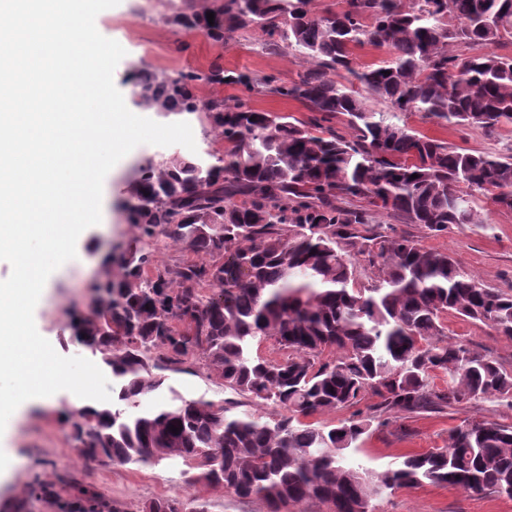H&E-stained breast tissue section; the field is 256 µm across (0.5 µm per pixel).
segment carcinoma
<instances>
[{
	"label": "carcinoma",
	"mask_w": 512,
	"mask_h": 512,
	"mask_svg": "<svg viewBox=\"0 0 512 512\" xmlns=\"http://www.w3.org/2000/svg\"><path fill=\"white\" fill-rule=\"evenodd\" d=\"M412 2L339 0L318 12L312 0H214L212 25L209 11L192 7L173 17L221 43L226 30L253 28L265 49L294 50L309 66L289 83L255 82L218 63L144 72L135 83L144 110L205 113L224 154L147 160L130 183L139 205H123L133 241H169L211 261L160 268L147 253H125L93 285V305L70 328L111 373L112 404L64 412L81 456L139 466L178 459L196 471L194 482L259 499L269 512L309 501L372 512L384 492L423 483L512 498V426L497 422H467L448 446L381 471L348 462L393 418L512 404V369L448 340L443 322L453 314L511 338L512 291L481 284L445 251L372 227L376 212L434 236L481 224L478 194L512 210V155L460 151L404 122L418 113L490 133L512 126V55L494 51L512 45V0ZM365 45L388 58L358 64L354 50ZM226 82L245 89L232 105L196 93ZM365 92L388 111L372 108ZM268 94L299 102L308 120L251 105ZM340 115L348 135L333 126ZM356 198L367 206H352ZM359 256L376 268L366 288L355 287ZM268 340L279 358L253 353ZM327 351L334 357L323 358ZM198 366L276 411L258 416L235 401L177 394L138 410L169 374ZM368 392L377 398L370 413L332 428L315 421ZM41 495L56 512H126L90 487L70 500L48 488ZM140 512L208 507L165 496Z\"/></svg>",
	"instance_id": "carcinoma-1"
}]
</instances>
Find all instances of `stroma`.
Returning <instances> with one entry per match:
<instances>
[{
	"mask_svg": "<svg viewBox=\"0 0 512 512\" xmlns=\"http://www.w3.org/2000/svg\"><path fill=\"white\" fill-rule=\"evenodd\" d=\"M180 2L121 0L97 16V30L126 51L114 71V83L124 100H131L136 77L143 70H204L218 63L235 73L254 77L272 74L288 81L303 71L302 56L262 49L261 32L251 28L227 31L220 43L201 33H184L172 22ZM407 123L453 147L503 155L512 151L510 126L494 133L463 130L422 120L416 114L410 115ZM173 152L170 146L139 145L106 176L101 222L83 231L76 244L77 260L52 274L43 302L34 312L38 332L60 355L88 357V350L70 329V317L88 309L92 301L90 284L113 255L131 244V232L123 222L120 205L129 198L128 186L136 168L144 159ZM480 205L485 223L455 224L446 234L437 236L385 214L375 215L373 221L393 234L418 240L425 248L450 253L462 269L488 287L512 289V210L499 208L486 197ZM445 323L449 338L462 340L512 368V338L497 335L482 323L451 315ZM71 406L68 393L60 392L50 406L30 407L14 417L0 445L13 450L20 461L7 478L0 480V512H52L47 501L35 493V486H51L56 497L65 500L70 498L75 481L93 486L126 512H139L144 503L160 496L193 497L206 502L209 512H267L262 501L241 499L202 483H188L179 463L136 466L85 460L75 449L71 428L62 416ZM472 420L511 424L512 408L502 402H472L441 413L403 416L365 437L355 459L365 467L382 470L397 465L404 455L446 447L450 431ZM374 506L375 512H512V499L425 483L394 490L375 501Z\"/></svg>",
	"mask_w": 512,
	"mask_h": 512,
	"instance_id": "obj_1",
	"label": "stroma"
}]
</instances>
